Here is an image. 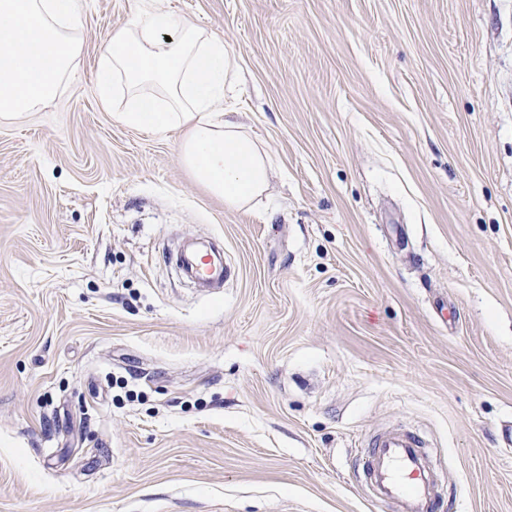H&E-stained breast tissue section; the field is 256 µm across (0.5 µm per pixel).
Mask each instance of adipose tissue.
<instances>
[{
	"label": "adipose tissue",
	"instance_id": "obj_1",
	"mask_svg": "<svg viewBox=\"0 0 512 512\" xmlns=\"http://www.w3.org/2000/svg\"><path fill=\"white\" fill-rule=\"evenodd\" d=\"M77 2L0 0V119L54 97L81 51ZM230 74L221 39L187 18L146 12L113 30L97 82L106 90L122 85L129 98L118 113L124 124L152 134L183 128L178 149L193 178L239 210L265 192L271 161L242 124L212 109Z\"/></svg>",
	"mask_w": 512,
	"mask_h": 512
}]
</instances>
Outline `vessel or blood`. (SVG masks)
Returning <instances> with one entry per match:
<instances>
[{
	"instance_id": "b4317fda",
	"label": "vessel or blood",
	"mask_w": 512,
	"mask_h": 512,
	"mask_svg": "<svg viewBox=\"0 0 512 512\" xmlns=\"http://www.w3.org/2000/svg\"><path fill=\"white\" fill-rule=\"evenodd\" d=\"M187 273L206 282L230 278L224 264L186 262ZM361 472L375 499L392 502L396 512H440L443 480L418 436L404 429L375 437L360 460Z\"/></svg>"
}]
</instances>
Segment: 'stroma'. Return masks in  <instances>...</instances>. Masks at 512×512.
I'll list each match as a JSON object with an SVG mask.
<instances>
[{"label": "stroma", "mask_w": 512, "mask_h": 512, "mask_svg": "<svg viewBox=\"0 0 512 512\" xmlns=\"http://www.w3.org/2000/svg\"><path fill=\"white\" fill-rule=\"evenodd\" d=\"M152 10L224 42L273 163L250 209L102 101ZM75 36L0 119V512H394L355 464L395 426L445 512H512V0H83ZM186 272L195 279L206 282H223L231 276V269L227 265L224 266L221 261L216 264L212 259L208 264L200 263L197 256L186 261Z\"/></svg>", "instance_id": "obj_1"}]
</instances>
